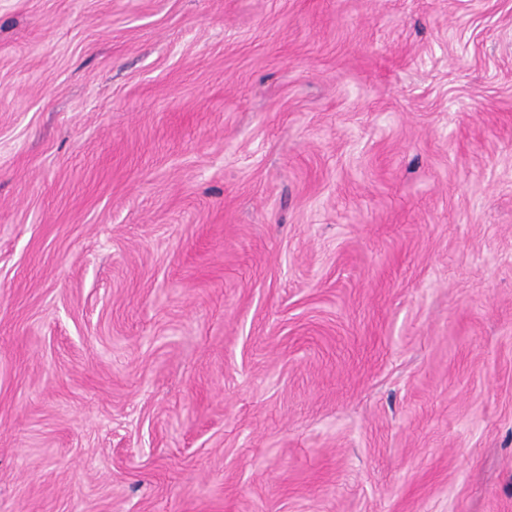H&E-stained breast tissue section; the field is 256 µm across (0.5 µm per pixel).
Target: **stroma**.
Listing matches in <instances>:
<instances>
[{
  "label": "stroma",
  "instance_id": "stroma-1",
  "mask_svg": "<svg viewBox=\"0 0 512 512\" xmlns=\"http://www.w3.org/2000/svg\"><path fill=\"white\" fill-rule=\"evenodd\" d=\"M0 512H512V0H0Z\"/></svg>",
  "mask_w": 512,
  "mask_h": 512
}]
</instances>
